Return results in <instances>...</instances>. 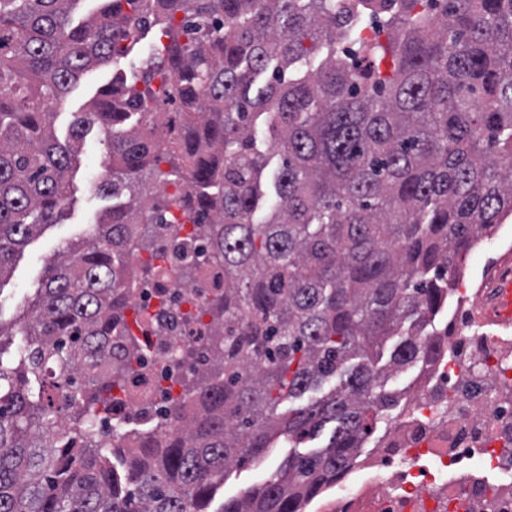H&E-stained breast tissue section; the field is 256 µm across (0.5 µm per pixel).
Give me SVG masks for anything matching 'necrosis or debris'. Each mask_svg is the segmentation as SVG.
Listing matches in <instances>:
<instances>
[{
    "instance_id": "necrosis-or-debris-1",
    "label": "necrosis or debris",
    "mask_w": 512,
    "mask_h": 512,
    "mask_svg": "<svg viewBox=\"0 0 512 512\" xmlns=\"http://www.w3.org/2000/svg\"><path fill=\"white\" fill-rule=\"evenodd\" d=\"M136 264L152 262L162 277H148L133 306L146 318L137 333L146 344L144 387L154 404L178 405L182 390L173 359L198 326L189 322L157 338L148 323L163 310L199 312L207 302L205 278L187 280L186 262L175 259L171 240L157 255L135 248ZM449 363L422 371L386 441L360 453L353 479L330 488L321 512H349L350 503L376 498L375 512H512V336L465 323L448 339ZM499 473L497 482L486 472Z\"/></svg>"
}]
</instances>
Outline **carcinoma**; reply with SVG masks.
<instances>
[{
  "label": "carcinoma",
  "mask_w": 512,
  "mask_h": 512,
  "mask_svg": "<svg viewBox=\"0 0 512 512\" xmlns=\"http://www.w3.org/2000/svg\"><path fill=\"white\" fill-rule=\"evenodd\" d=\"M77 2L0 0V279L59 223L95 127L112 196L0 321V512H206L280 440L288 459L217 512H303L398 405L394 374L446 360L435 322L457 259L512 215V0H98L75 24ZM370 14L387 42L352 21ZM153 27L161 52L117 69L60 141L71 87ZM173 209L224 276L207 335L179 353L184 404L144 422L116 395L139 369L131 298L152 272L129 249Z\"/></svg>",
  "instance_id": "cac0c4a2"
}]
</instances>
